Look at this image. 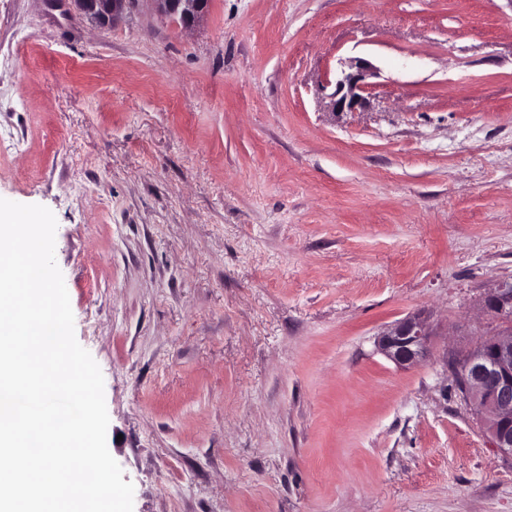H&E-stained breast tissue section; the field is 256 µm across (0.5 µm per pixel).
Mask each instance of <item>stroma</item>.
Wrapping results in <instances>:
<instances>
[{
    "mask_svg": "<svg viewBox=\"0 0 512 512\" xmlns=\"http://www.w3.org/2000/svg\"><path fill=\"white\" fill-rule=\"evenodd\" d=\"M0 198L56 218L133 512H512L446 365L512 278V0H0ZM75 5L90 18L105 25L121 14L135 0H74ZM164 17L178 18L185 27L194 26L207 10L208 0H151ZM347 67V68H346ZM373 65L365 59H354L337 73L334 91L330 95L331 112H356L367 105L363 93L367 89L366 79L374 75ZM432 336L421 314L410 315L378 335L376 348L396 367L409 369L425 363L431 354Z\"/></svg>",
    "mask_w": 512,
    "mask_h": 512,
    "instance_id": "1",
    "label": "stroma"
}]
</instances>
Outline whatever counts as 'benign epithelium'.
I'll return each instance as SVG.
<instances>
[{
	"label": "benign epithelium",
	"mask_w": 512,
	"mask_h": 512,
	"mask_svg": "<svg viewBox=\"0 0 512 512\" xmlns=\"http://www.w3.org/2000/svg\"><path fill=\"white\" fill-rule=\"evenodd\" d=\"M136 0H74L83 13L105 25ZM157 12L194 26L207 10L208 0H152ZM373 65L354 59L336 75L329 106L333 112H356L367 105L366 79ZM483 312L496 322L480 343L453 357L451 365L459 392L473 406L479 423L505 460H512V280L502 281L482 299ZM432 336L427 320L410 315L378 335L376 348L396 367L409 369L425 363Z\"/></svg>",
	"instance_id": "obj_1"
}]
</instances>
